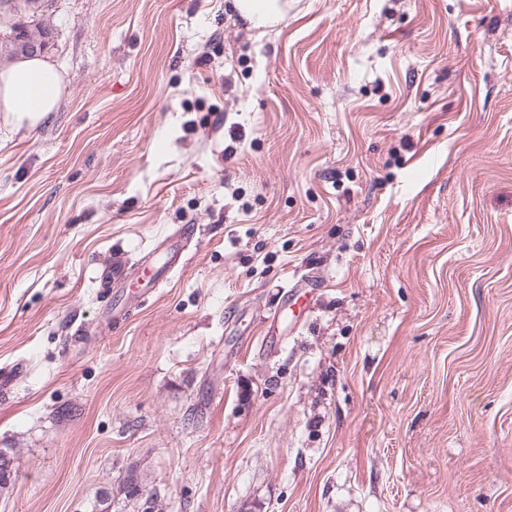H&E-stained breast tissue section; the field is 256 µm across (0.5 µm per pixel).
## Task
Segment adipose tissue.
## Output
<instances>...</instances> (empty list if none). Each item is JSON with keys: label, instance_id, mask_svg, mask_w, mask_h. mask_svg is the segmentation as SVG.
Returning <instances> with one entry per match:
<instances>
[{"label": "adipose tissue", "instance_id": "obj_1", "mask_svg": "<svg viewBox=\"0 0 512 512\" xmlns=\"http://www.w3.org/2000/svg\"><path fill=\"white\" fill-rule=\"evenodd\" d=\"M239 14L259 32L280 23L288 0H234ZM65 81L58 68L42 57L18 58L0 69V112L10 125L33 128L55 111Z\"/></svg>", "mask_w": 512, "mask_h": 512}]
</instances>
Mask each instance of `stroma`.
Wrapping results in <instances>:
<instances>
[{
    "instance_id": "obj_1",
    "label": "stroma",
    "mask_w": 512,
    "mask_h": 512,
    "mask_svg": "<svg viewBox=\"0 0 512 512\" xmlns=\"http://www.w3.org/2000/svg\"><path fill=\"white\" fill-rule=\"evenodd\" d=\"M50 0L0 120V512H512V0ZM105 292L114 254L164 267ZM233 3L239 14L261 35L280 23L288 12V0H234ZM65 86L63 75L49 60L20 57L0 69V112L14 127H36L56 110Z\"/></svg>"
}]
</instances>
